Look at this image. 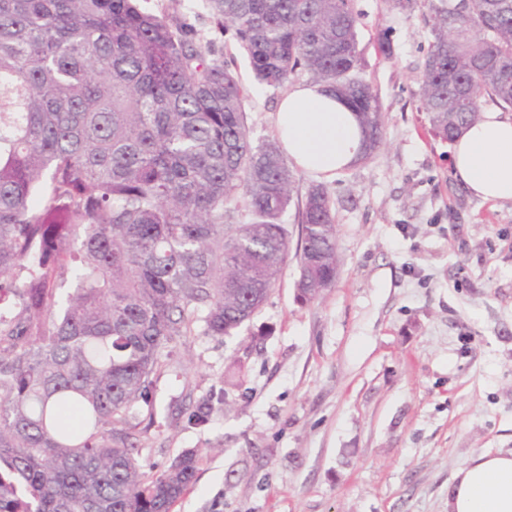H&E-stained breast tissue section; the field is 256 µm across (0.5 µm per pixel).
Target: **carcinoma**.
<instances>
[{"label": "carcinoma", "mask_w": 512, "mask_h": 512, "mask_svg": "<svg viewBox=\"0 0 512 512\" xmlns=\"http://www.w3.org/2000/svg\"><path fill=\"white\" fill-rule=\"evenodd\" d=\"M354 0H208L259 85L302 73L357 112ZM420 101L452 141L480 94L512 108V0H439ZM293 175L254 144L240 79L138 0H0V512H172L199 459L149 476L133 420L170 348L230 336L288 261ZM240 215L232 235L225 220ZM315 288L336 283L333 204L298 212Z\"/></svg>", "instance_id": "carcinoma-1"}]
</instances>
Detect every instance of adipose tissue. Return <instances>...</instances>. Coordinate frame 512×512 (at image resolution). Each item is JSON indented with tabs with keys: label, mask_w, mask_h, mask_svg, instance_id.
<instances>
[{
	"label": "adipose tissue",
	"mask_w": 512,
	"mask_h": 512,
	"mask_svg": "<svg viewBox=\"0 0 512 512\" xmlns=\"http://www.w3.org/2000/svg\"><path fill=\"white\" fill-rule=\"evenodd\" d=\"M276 128L283 150L311 173L332 176L361 156L355 112L322 84L288 91ZM449 163L476 198L512 203V115L482 112L452 141ZM448 512H512V452H481L459 468L448 487Z\"/></svg>",
	"instance_id": "ef3b65f1"
}]
</instances>
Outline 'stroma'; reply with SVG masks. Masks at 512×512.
<instances>
[{"mask_svg":"<svg viewBox=\"0 0 512 512\" xmlns=\"http://www.w3.org/2000/svg\"><path fill=\"white\" fill-rule=\"evenodd\" d=\"M139 4L213 44L247 90L255 141L276 139L284 89L253 82L205 0ZM354 7L358 76L380 97L383 143L330 178L294 169L283 217L298 243V202L326 188L336 284L302 301L289 260L232 335L196 329L177 347L133 431L148 474L186 451L200 458L173 512H448L460 467L512 450V203L469 194L418 110L435 23L425 0L408 12Z\"/></svg>","mask_w":512,"mask_h":512,"instance_id":"obj_1","label":"stroma"}]
</instances>
